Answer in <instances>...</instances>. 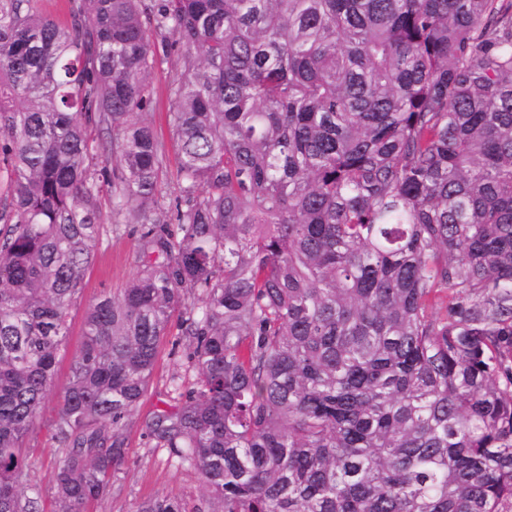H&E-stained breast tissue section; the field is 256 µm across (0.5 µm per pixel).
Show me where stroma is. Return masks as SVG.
<instances>
[{"instance_id": "1", "label": "stroma", "mask_w": 512, "mask_h": 512, "mask_svg": "<svg viewBox=\"0 0 512 512\" xmlns=\"http://www.w3.org/2000/svg\"><path fill=\"white\" fill-rule=\"evenodd\" d=\"M183 69L180 50L161 54L152 75L156 106L147 116L167 152H174V137L167 122L170 82ZM139 224L133 217H122L120 224H104L95 260L85 274L86 288L71 310L70 335L64 350L55 385L40 410L34 429L24 441L33 465L31 481L41 488V506L52 512L53 469L56 456L52 421L57 403L68 383L69 360L81 348L83 316L86 308L105 292L122 288L135 274L138 265ZM191 348L182 334V319L173 316L169 334L161 344L155 372L142 404L130 417L122 434L129 448L128 460L113 480L111 490L99 512H132L137 503L161 494L179 496L186 501H199L202 494L196 471L180 467L171 460L167 449L156 447L146 424L162 403L176 404L197 388V375L190 362Z\"/></svg>"}]
</instances>
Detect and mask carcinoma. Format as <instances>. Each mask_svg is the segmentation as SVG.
<instances>
[{
	"mask_svg": "<svg viewBox=\"0 0 512 512\" xmlns=\"http://www.w3.org/2000/svg\"><path fill=\"white\" fill-rule=\"evenodd\" d=\"M0 171V512H42L104 196L140 265L85 312L55 512L109 494L177 309L198 389L147 430L203 496L132 512H512V0H0ZM183 70V56L180 50H171L167 53L160 52L158 63L152 75V87L156 97V106L145 118L150 122L161 141L165 144L169 159V176L162 184L163 207L168 208L178 195L176 184V150L174 137L167 122V108L170 82L174 75ZM105 224L101 230L100 244L95 260L85 274L86 288L71 310L70 335L58 369L55 385L40 410L34 429L24 441L26 454L33 464L30 480L41 487V508L51 512L53 503V469L57 444L54 440L52 421L58 400L68 383L69 363L81 348L83 316L86 308L104 292L122 288L135 274L138 265V238L140 224L132 216L120 217L121 224H111L108 205L103 207Z\"/></svg>",
	"mask_w": 512,
	"mask_h": 512,
	"instance_id": "obj_1",
	"label": "carcinoma"
}]
</instances>
